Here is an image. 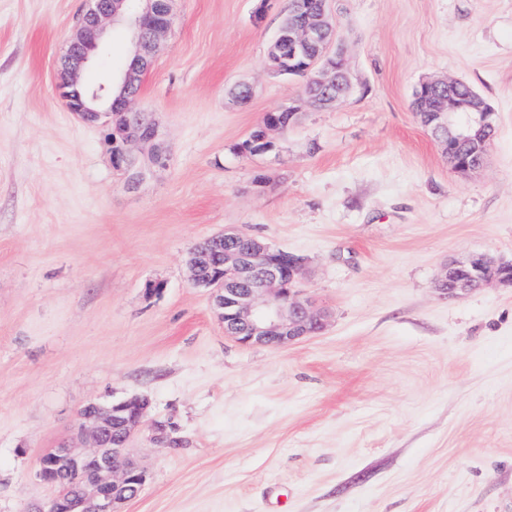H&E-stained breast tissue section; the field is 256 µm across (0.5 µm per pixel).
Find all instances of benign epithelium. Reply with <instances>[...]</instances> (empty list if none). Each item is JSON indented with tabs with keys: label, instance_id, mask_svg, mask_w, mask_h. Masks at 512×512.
<instances>
[{
	"label": "benign epithelium",
	"instance_id": "1",
	"mask_svg": "<svg viewBox=\"0 0 512 512\" xmlns=\"http://www.w3.org/2000/svg\"><path fill=\"white\" fill-rule=\"evenodd\" d=\"M86 8L70 34L56 73L57 90L70 111L81 120L99 123L106 128L113 168L128 174L130 185L137 186L147 171L164 168L168 151L159 140L154 120L132 107L140 77L152 63L167 40L174 19L176 0H139L136 27L130 34L136 66L120 76V93L115 103L126 115L125 121L112 126V108L99 109L97 102L107 84L88 85L81 73L93 62L94 52L101 49L116 26H128L125 9L128 0H85ZM327 0H321L320 18L316 23L298 22L288 28V42L278 46L288 59H300L311 73L307 102L314 107L334 104L351 91L344 68L341 49L333 48L335 27L329 21ZM421 92H440L437 105L430 110L427 127L440 133L439 139L472 145L474 152L456 163L453 169L467 174L480 170L486 159L497 114L485 105L479 95L461 96L458 82L433 80L420 84ZM148 147V162H138L137 152ZM226 244L224 271L216 280L204 279L199 269L204 258L200 251L188 253L187 268L194 286L207 290L220 318L225 334L242 345L281 347L322 330L324 315L313 302L303 296L298 279L303 259L289 255L264 240L238 230H226L214 236ZM512 287V264L498 262L487 255H475L448 263L437 289L449 297H457L476 288ZM150 401L132 396L112 409L100 408L81 417L79 437L84 445L65 444L60 452L76 467L92 474L77 503L65 504V512H120V506L131 500L133 483L146 478V472L126 455V448L110 452L100 446L104 427L111 419H121L123 443L143 424ZM151 439L172 448V437L166 424L153 421Z\"/></svg>",
	"mask_w": 512,
	"mask_h": 512
}]
</instances>
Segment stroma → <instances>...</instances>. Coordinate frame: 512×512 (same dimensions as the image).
Segmentation results:
<instances>
[{
    "instance_id": "stroma-1",
    "label": "stroma",
    "mask_w": 512,
    "mask_h": 512,
    "mask_svg": "<svg viewBox=\"0 0 512 512\" xmlns=\"http://www.w3.org/2000/svg\"><path fill=\"white\" fill-rule=\"evenodd\" d=\"M290 4L176 0L133 103L169 162L134 187L55 87L85 0H0V512L54 496L37 464L83 406L133 395L186 443L133 434L121 512H512V288H436L512 261V0H330L353 90L325 108L267 64ZM437 78L498 114L477 172L412 109ZM292 104L275 152L235 153ZM227 228L304 258L319 333L225 335L186 258ZM512 287V264L498 262L487 255H475L448 263L437 289L448 297H457L476 288Z\"/></svg>"
}]
</instances>
